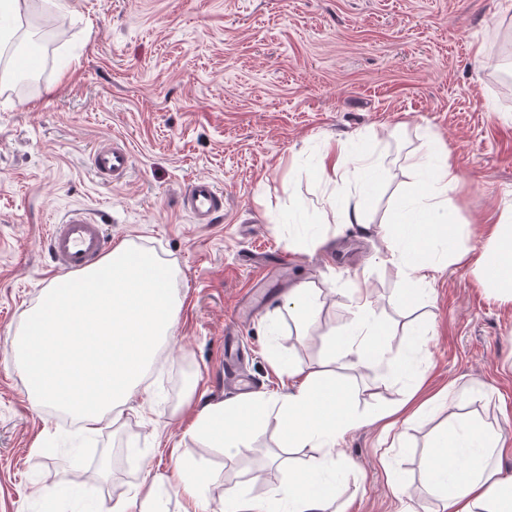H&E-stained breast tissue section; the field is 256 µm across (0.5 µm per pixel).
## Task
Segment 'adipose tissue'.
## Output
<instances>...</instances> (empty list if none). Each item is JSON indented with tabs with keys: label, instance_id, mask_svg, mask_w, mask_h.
<instances>
[{
	"label": "adipose tissue",
	"instance_id": "adipose-tissue-1",
	"mask_svg": "<svg viewBox=\"0 0 512 512\" xmlns=\"http://www.w3.org/2000/svg\"><path fill=\"white\" fill-rule=\"evenodd\" d=\"M415 167L428 179L420 193L422 202L411 217L396 210L386 229L391 258L407 271L402 302L421 299L427 273L438 262L468 263L485 287L512 302V209L493 218L487 246L471 252L462 246V232L452 214L450 193L460 180L458 169L447 159L435 166L421 159ZM352 303L353 320L328 338L332 352L355 366L393 363L401 372H411L409 361L395 363L388 356L385 327L373 315L364 288L354 289ZM269 420L276 421L287 447L327 452L360 424L335 375L310 369L297 386L277 395L251 393L205 407L194 418L190 432L206 447L230 450L246 447L253 431ZM506 445L503 434L473 420L434 436L424 478L438 491L441 512H512V477H502L490 464ZM324 466L321 460L310 463L306 471L275 489L274 502L287 503L288 512H330L336 500L335 484L325 476Z\"/></svg>",
	"mask_w": 512,
	"mask_h": 512
}]
</instances>
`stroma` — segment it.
<instances>
[{"mask_svg": "<svg viewBox=\"0 0 512 512\" xmlns=\"http://www.w3.org/2000/svg\"><path fill=\"white\" fill-rule=\"evenodd\" d=\"M27 16L62 20L67 36L35 84L0 78V512H43V490L81 479L104 506L183 456L197 473L201 512H224V489L268 499L321 457L285 449L276 422L231 456L187 435L207 404L243 388L290 385L268 361L329 364L355 415L415 392L424 407L389 447L380 423L337 443L338 512H437L423 481L428 446L457 415L512 437V303L467 265L435 272L426 296L402 307L403 272L382 226L412 196L416 157L446 147L462 175L453 215L481 249L488 216L512 202V0H29ZM124 143L133 165L102 180L92 154ZM361 152L374 181L320 174L328 144ZM224 191V214L198 224L181 196L196 178ZM366 198L365 225L334 212ZM105 223L113 243L155 251L177 271L174 339L131 405L93 434L69 414L33 404L11 342L53 280L47 224L72 208ZM288 254L255 266L266 252ZM363 282L394 357L415 376L334 359L327 336L353 316ZM320 291V316L301 328L289 288ZM240 341L234 369L224 336ZM451 400L432 403L441 390ZM56 452L44 459L45 444ZM412 486L399 501L393 484Z\"/></svg>", "mask_w": 512, "mask_h": 512, "instance_id": "35a3bbf8", "label": "stroma"}]
</instances>
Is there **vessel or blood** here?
I'll return each mask as SVG.
<instances>
[{
	"label": "vessel or blood",
	"instance_id": "1",
	"mask_svg": "<svg viewBox=\"0 0 512 512\" xmlns=\"http://www.w3.org/2000/svg\"><path fill=\"white\" fill-rule=\"evenodd\" d=\"M131 164L129 149L116 144L97 147L92 157L96 174L115 181L128 174ZM182 204L196 223L208 224L223 211L224 193L211 180L197 178L186 186ZM45 244L55 269L72 274L96 264L110 248L104 226L82 208L69 210L58 223L49 225Z\"/></svg>",
	"mask_w": 512,
	"mask_h": 512
}]
</instances>
